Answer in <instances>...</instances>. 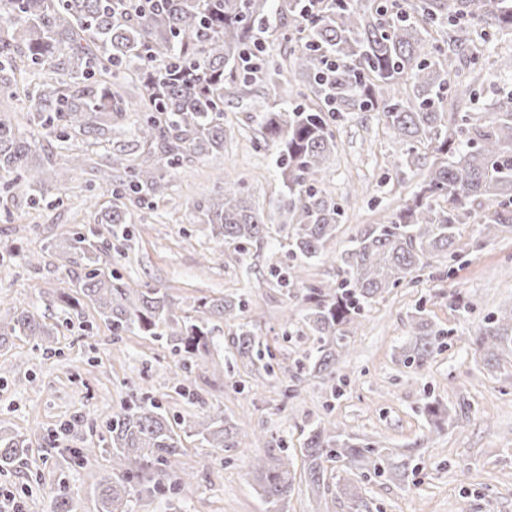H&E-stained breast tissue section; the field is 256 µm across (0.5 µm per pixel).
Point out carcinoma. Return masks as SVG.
Instances as JSON below:
<instances>
[{"label":"carcinoma","instance_id":"carcinoma-1","mask_svg":"<svg viewBox=\"0 0 512 512\" xmlns=\"http://www.w3.org/2000/svg\"><path fill=\"white\" fill-rule=\"evenodd\" d=\"M163 9L125 15L116 0H0V171L16 174L13 187L41 183L54 166L43 141L67 151L55 176L67 184L93 155L105 160L100 179L112 201L100 209L116 242L127 240L134 210L168 195L169 170L189 157L224 151L234 136L224 121L228 89L246 94L261 87L285 104L263 114L261 134L280 145L278 169L286 188L280 225L288 256L284 283L300 293L303 323L314 337V352L300 369L323 381L336 379L349 353L355 325L376 297L430 266L442 255L460 257L464 225L479 218L489 238L512 236V90L491 112H445L443 100L458 93L451 84L457 63L475 65L479 51L461 36L463 25H487L492 37L512 30V0H418L408 6L381 4L359 11L349 0H331L319 9L306 0H162ZM447 14L443 44L428 40V28ZM298 22L304 36L282 62L266 59L257 30L275 16ZM141 83L145 94L129 100L126 88ZM304 85L308 92L299 90ZM351 112H376L402 145L400 166L422 171L417 194L383 224H369L339 257L326 254L344 210L323 188L336 157L334 127ZM125 136L119 140L116 134ZM198 220L210 225L219 245L241 246L271 236L250 205L244 183L224 182V190L197 206ZM93 228L58 247L64 266L80 269L59 281L58 292L72 303L75 291L96 305L117 333L164 336L182 358L204 359L214 340L212 320L236 317L242 302L228 294L202 297L183 310L170 295L148 282L130 284L97 268ZM338 264L341 279L307 283L304 264ZM410 345L401 361L423 367L442 346L444 332L433 329L425 309L410 317ZM47 325L27 309L0 320V347L25 339L46 350L53 340ZM240 361L253 364L272 353L260 349L245 327L233 339ZM470 349L488 368L512 357V306L488 316ZM153 403L124 405L112 413L107 443L112 472L95 489L97 512H128L131 498L149 481L177 469V489L191 488L195 472L180 466L181 435ZM212 448L259 445L265 434L239 440L237 427L218 410L194 427ZM29 448L20 436L0 429V467L23 463ZM310 489L335 488L349 512H371L361 487L342 478L329 484L327 463L346 472L403 481L407 462L386 449L344 435L311 429L304 443ZM266 512H281L292 490L293 462L268 455L253 463Z\"/></svg>","mask_w":512,"mask_h":512}]
</instances>
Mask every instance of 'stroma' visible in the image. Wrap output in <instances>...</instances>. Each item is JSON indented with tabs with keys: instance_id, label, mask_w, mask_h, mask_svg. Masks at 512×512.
Masks as SVG:
<instances>
[{
	"instance_id": "35a3bbf8",
	"label": "stroma",
	"mask_w": 512,
	"mask_h": 512,
	"mask_svg": "<svg viewBox=\"0 0 512 512\" xmlns=\"http://www.w3.org/2000/svg\"><path fill=\"white\" fill-rule=\"evenodd\" d=\"M466 36L485 52L482 79L463 107L489 112L512 89V74L497 64L512 52V32L488 42L474 28ZM279 104L263 92L228 97L225 115L235 136L223 152L186 159L172 171L165 200L141 210L140 220L129 226L121 250L100 253L102 271L167 289L186 310L201 297L241 296L244 307L236 318L211 322L215 346L195 363L184 362L159 337L113 334L89 301L74 309L55 302L67 274L56 246L97 223L89 200H109L104 184L86 174L62 187L47 173L36 190L9 192L7 176H0V318L22 306L55 328L52 350L19 340L0 351V427L26 438L30 448L24 465L0 470V499H13L21 512H53L55 494L66 491L73 512H97L95 485L112 471L111 450L102 444L106 425L113 411L145 392L184 434L183 461L197 476L185 493L173 478L161 480L132 498L130 512H265L253 470L264 449L221 450L188 433L191 423L217 408L239 432L263 431L272 448H284L296 461L305 430L315 427L338 428L406 454V481L362 480L375 512H512V359L490 371L469 349L487 316L512 304V239L487 240L478 225H466L460 261L433 259L417 279L384 293L366 310L335 388L316 378L296 379V364L311 351L313 338L301 322L303 305L288 299L270 275L272 267L288 263L282 236L217 254L209 225L196 218L198 204L225 181L240 179L266 223L287 222L277 147L263 139L259 120ZM336 139L325 187L345 213L327 245L334 254L365 225L387 220L420 183L417 176L394 173L401 146L377 113L348 114L336 127ZM358 183L363 193L346 200L350 185ZM205 252L210 262H203ZM457 291L466 308L450 305ZM419 307L449 335L425 366L414 369L400 362L399 352ZM243 325L269 347L280 370L270 373L260 364L246 369L234 358L231 341ZM434 401L453 416L439 429L425 413ZM91 445L98 447L97 456L72 464L73 453ZM282 509L348 512L346 501L316 496L300 480Z\"/></svg>"
}]
</instances>
